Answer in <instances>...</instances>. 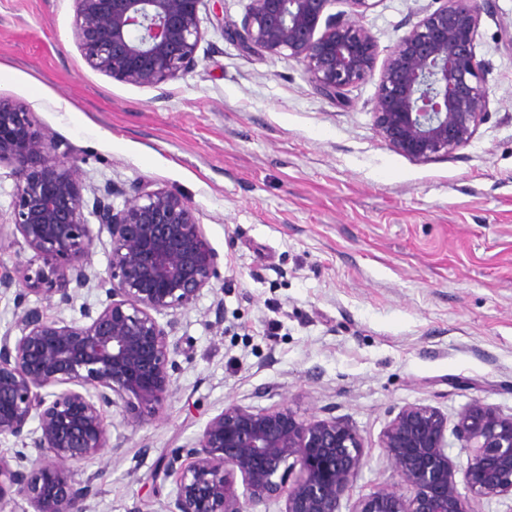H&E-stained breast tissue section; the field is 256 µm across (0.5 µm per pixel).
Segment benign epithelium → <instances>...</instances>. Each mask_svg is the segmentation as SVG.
I'll return each instance as SVG.
<instances>
[{"label":"benign epithelium","mask_w":512,"mask_h":512,"mask_svg":"<svg viewBox=\"0 0 512 512\" xmlns=\"http://www.w3.org/2000/svg\"><path fill=\"white\" fill-rule=\"evenodd\" d=\"M74 2L75 38L92 70L157 88L196 67L202 0ZM330 2L251 0L239 41L247 52L288 53L319 93L335 98L371 74L378 47L363 26L331 17L316 36ZM479 18L476 0H443L390 51L373 116L393 150L419 161L448 155L485 121L489 91L473 49ZM60 147L0 98V163L15 178L10 224L30 252L0 263V288H16L21 309L0 336V436L21 443L12 460L0 457V504L16 495L32 512H89L92 488L75 480L74 468L108 447L111 412L137 427L163 407L174 316L220 274L180 195L149 182L129 191L109 184L93 189L89 203L76 161ZM91 217L111 239L105 275L97 277L107 303L86 313L90 323L82 326L26 307L30 294L65 304L89 285ZM33 419L35 436L27 429ZM447 430L436 408L402 407L380 439L397 481L354 501L364 447L351 424L230 403L194 447L161 459L152 480L174 478L166 512H257L273 501L283 503L280 512H342L345 501L349 512H478L485 499L512 497V414L479 398L466 405L455 424L469 448L461 469L448 458Z\"/></svg>","instance_id":"benign-epithelium-1"}]
</instances>
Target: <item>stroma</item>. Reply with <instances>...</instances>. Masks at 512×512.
I'll return each instance as SVG.
<instances>
[{
	"label": "stroma",
	"mask_w": 512,
	"mask_h": 512,
	"mask_svg": "<svg viewBox=\"0 0 512 512\" xmlns=\"http://www.w3.org/2000/svg\"><path fill=\"white\" fill-rule=\"evenodd\" d=\"M250 0H210L196 68L157 88L90 69L73 0H0V98L67 147L86 187L148 181L180 194L220 277L177 315L172 394L134 427L108 419L87 458L90 512H165L160 455L193 447L230 403L348 420L364 445L354 493L394 482L379 446L401 407L449 422L479 398L512 412V0H487L474 41L489 91L471 142L417 161L376 134L380 74L331 100L288 56L243 52ZM439 0H349L326 13L374 36L378 61ZM0 165V262L18 246Z\"/></svg>",
	"instance_id": "stroma-1"
}]
</instances>
